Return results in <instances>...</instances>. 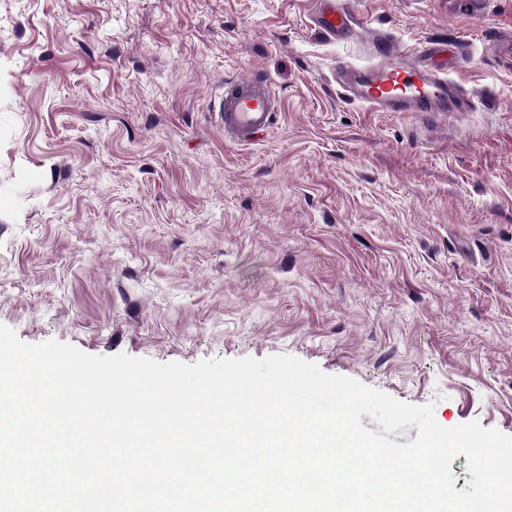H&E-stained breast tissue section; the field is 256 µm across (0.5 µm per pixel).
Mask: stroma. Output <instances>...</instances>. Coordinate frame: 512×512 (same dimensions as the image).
<instances>
[{
	"label": "stroma",
	"instance_id": "obj_1",
	"mask_svg": "<svg viewBox=\"0 0 512 512\" xmlns=\"http://www.w3.org/2000/svg\"><path fill=\"white\" fill-rule=\"evenodd\" d=\"M0 0V324L192 365L292 355L512 435V0ZM381 36L458 45L473 112L336 92ZM263 71L257 142L225 79ZM343 3L341 7L336 6L334 0H323L325 6L323 15V29L332 37H342L354 35L358 28L363 24L362 18L353 6L350 0H341ZM222 115L225 142L247 145L254 141L273 125L276 116L269 79L257 74L226 79Z\"/></svg>",
	"mask_w": 512,
	"mask_h": 512
}]
</instances>
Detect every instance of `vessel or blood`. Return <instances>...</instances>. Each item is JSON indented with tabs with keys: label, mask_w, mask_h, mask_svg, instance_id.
I'll return each instance as SVG.
<instances>
[{
	"label": "vessel or blood",
	"mask_w": 512,
	"mask_h": 512,
	"mask_svg": "<svg viewBox=\"0 0 512 512\" xmlns=\"http://www.w3.org/2000/svg\"><path fill=\"white\" fill-rule=\"evenodd\" d=\"M324 31L332 37L355 34L362 25L352 0H323ZM376 64L336 68V85L348 102L372 112H410L446 116L472 111L476 95L457 83L446 63L450 50L429 43L408 51L385 40L375 43ZM224 140L246 145L273 124L276 109L267 77L229 79L224 83Z\"/></svg>",
	"instance_id": "obj_1"
}]
</instances>
